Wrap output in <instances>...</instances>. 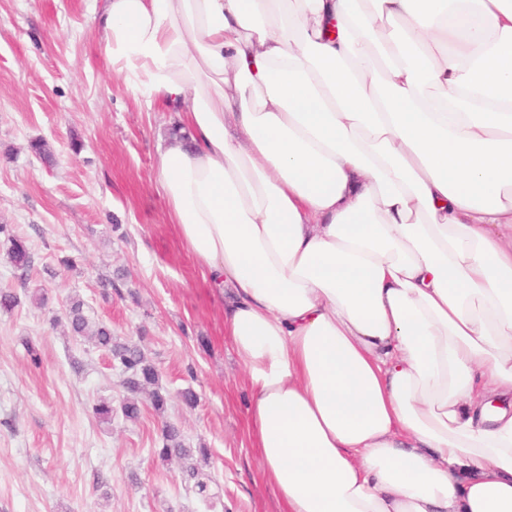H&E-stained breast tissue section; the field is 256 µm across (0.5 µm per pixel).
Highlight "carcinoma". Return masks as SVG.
<instances>
[{"instance_id": "1", "label": "carcinoma", "mask_w": 512, "mask_h": 512, "mask_svg": "<svg viewBox=\"0 0 512 512\" xmlns=\"http://www.w3.org/2000/svg\"><path fill=\"white\" fill-rule=\"evenodd\" d=\"M8 242L10 246L7 255L10 262L23 271L30 267L32 256L26 241L10 234ZM65 316L73 335L89 336L94 339L95 346L107 352L112 361L119 366L123 375L122 385L127 392L121 404V412L130 421L138 420L141 408L137 395L144 386L158 383L159 373L156 366L148 362L135 345L121 342L112 336V330L106 325L91 324L84 313L82 301L69 300ZM160 442L161 447L155 449V453L162 460L173 456L187 460L193 457L191 449L185 445L182 431L173 424H163Z\"/></svg>"}]
</instances>
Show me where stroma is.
I'll return each instance as SVG.
<instances>
[{
	"label": "stroma",
	"instance_id": "obj_1",
	"mask_svg": "<svg viewBox=\"0 0 512 512\" xmlns=\"http://www.w3.org/2000/svg\"><path fill=\"white\" fill-rule=\"evenodd\" d=\"M98 15L95 0H0V224L33 256L16 269L0 235V289L17 297L0 311V512H279L224 310L153 183L170 115L105 68ZM72 297L157 367L164 413L146 400L124 418L119 370L70 333ZM165 421L208 448L206 493L184 461L151 455Z\"/></svg>",
	"mask_w": 512,
	"mask_h": 512
}]
</instances>
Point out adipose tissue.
Wrapping results in <instances>:
<instances>
[{"mask_svg":"<svg viewBox=\"0 0 512 512\" xmlns=\"http://www.w3.org/2000/svg\"><path fill=\"white\" fill-rule=\"evenodd\" d=\"M283 512H512V0H103Z\"/></svg>","mask_w":512,"mask_h":512,"instance_id":"1","label":"adipose tissue"}]
</instances>
